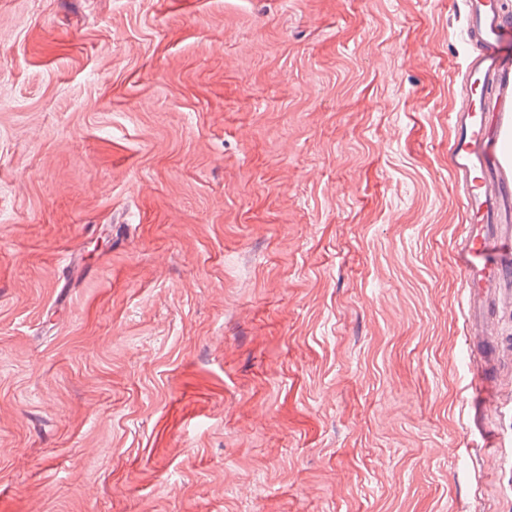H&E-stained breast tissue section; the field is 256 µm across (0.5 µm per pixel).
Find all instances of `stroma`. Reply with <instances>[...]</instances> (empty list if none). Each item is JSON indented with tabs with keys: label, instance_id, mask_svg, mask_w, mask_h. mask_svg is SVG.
Wrapping results in <instances>:
<instances>
[{
	"label": "stroma",
	"instance_id": "stroma-1",
	"mask_svg": "<svg viewBox=\"0 0 512 512\" xmlns=\"http://www.w3.org/2000/svg\"><path fill=\"white\" fill-rule=\"evenodd\" d=\"M466 16L0 0V512H512V348L474 401L454 247Z\"/></svg>",
	"mask_w": 512,
	"mask_h": 512
}]
</instances>
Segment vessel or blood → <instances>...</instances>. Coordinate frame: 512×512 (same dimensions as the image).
<instances>
[{
  "instance_id": "1",
  "label": "vessel or blood",
  "mask_w": 512,
  "mask_h": 512,
  "mask_svg": "<svg viewBox=\"0 0 512 512\" xmlns=\"http://www.w3.org/2000/svg\"><path fill=\"white\" fill-rule=\"evenodd\" d=\"M467 23L479 47L469 55L464 77L493 84L497 94L488 120L470 107L450 114L452 174L471 218L455 250L467 290L469 340L484 345L482 371L472 380L474 394L484 400L498 393L489 372L501 346L487 308L494 302L512 307V157L500 149L512 138V55L500 50L512 38V22L498 0H468Z\"/></svg>"
}]
</instances>
